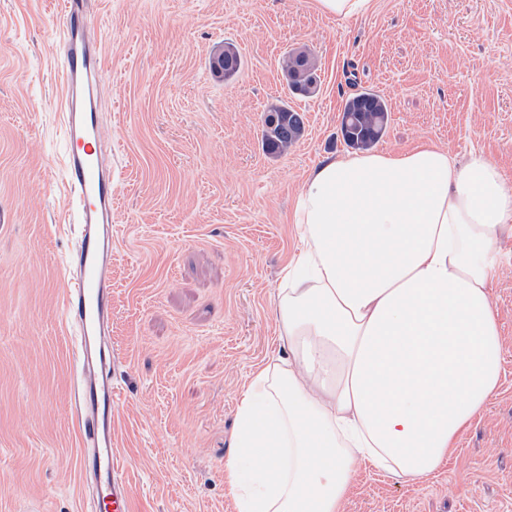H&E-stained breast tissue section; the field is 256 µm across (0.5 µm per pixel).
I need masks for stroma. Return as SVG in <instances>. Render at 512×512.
Returning <instances> with one entry per match:
<instances>
[{"label": "stroma", "mask_w": 512, "mask_h": 512, "mask_svg": "<svg viewBox=\"0 0 512 512\" xmlns=\"http://www.w3.org/2000/svg\"><path fill=\"white\" fill-rule=\"evenodd\" d=\"M63 0H0V512H86L71 410L66 258L77 240L63 176ZM105 147L112 152V383L135 512H235L224 489L243 381L279 354L276 294L299 247L288 218L308 173L350 155L340 113L381 95L378 151L480 153L512 187V0H373L360 17L314 0H97ZM233 44L242 66L210 69ZM303 49L320 89L295 95ZM285 103L305 130L262 145ZM490 296L500 386L421 480L358 462L342 512H512V233ZM296 51L290 52L283 59L282 70L284 72L294 71L298 73L300 77L294 81L293 84H289L292 92L304 96L314 94L316 91L308 89L307 82L311 71H316V64L314 58L305 50H301L300 53L294 54ZM263 131V144L268 154L282 155L297 142L304 132L299 114L288 104L268 110Z\"/></svg>", "instance_id": "stroma-1"}]
</instances>
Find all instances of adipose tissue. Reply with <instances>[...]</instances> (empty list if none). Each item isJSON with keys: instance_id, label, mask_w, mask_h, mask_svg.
<instances>
[{"instance_id": "adipose-tissue-1", "label": "adipose tissue", "mask_w": 512, "mask_h": 512, "mask_svg": "<svg viewBox=\"0 0 512 512\" xmlns=\"http://www.w3.org/2000/svg\"><path fill=\"white\" fill-rule=\"evenodd\" d=\"M293 221L284 353L245 380L224 462L235 512H339L362 460L426 478L500 383L489 287L512 188L493 162L434 145L328 158Z\"/></svg>"}]
</instances>
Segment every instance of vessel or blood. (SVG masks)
Segmentation results:
<instances>
[{"label":"vessel or blood","instance_id":"obj_1","mask_svg":"<svg viewBox=\"0 0 512 512\" xmlns=\"http://www.w3.org/2000/svg\"><path fill=\"white\" fill-rule=\"evenodd\" d=\"M93 0H63L57 55L63 74V174L77 208L68 260L66 317L76 343L72 411L80 432L79 470L96 512H133V489L112 433V161L102 149L103 55L90 25Z\"/></svg>","mask_w":512,"mask_h":512}]
</instances>
